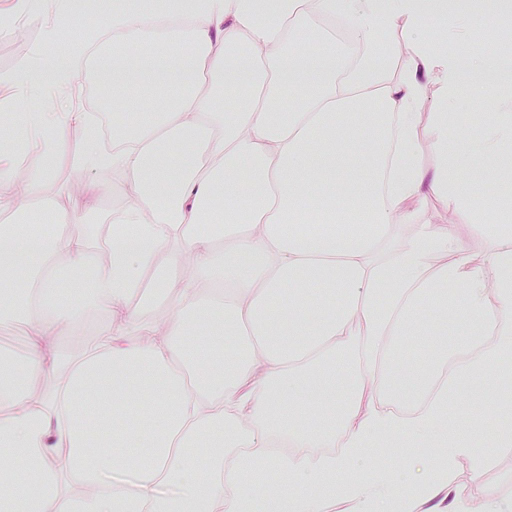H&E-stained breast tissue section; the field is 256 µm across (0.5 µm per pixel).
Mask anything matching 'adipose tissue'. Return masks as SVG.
<instances>
[{
    "label": "adipose tissue",
    "instance_id": "1",
    "mask_svg": "<svg viewBox=\"0 0 512 512\" xmlns=\"http://www.w3.org/2000/svg\"><path fill=\"white\" fill-rule=\"evenodd\" d=\"M19 19L43 21L44 51L21 61L10 98L68 101L78 65L104 40L119 47L112 84L126 83L129 52L163 48L168 103L140 111L104 151L86 139L81 169H108L125 185L110 274L83 305L65 301L77 272L97 269L89 239L25 217L56 157V130L79 112H25L40 164L0 161V209L18 219L0 236V289L24 270L11 307L27 345L0 346V512H512L484 494L487 450L512 445V426L448 412L472 383H511L512 94L483 98L490 121L479 156L448 152L456 100L501 81L512 62L464 55L449 41L453 0H113L92 26L54 51L65 15L44 0H12ZM342 17L361 47L351 57L305 59L331 39L313 19ZM433 30L416 32L422 21ZM383 26L413 35L409 54L379 51ZM309 66L298 80L289 71ZM440 85L441 111L423 128L418 104ZM303 94L279 108L286 88ZM237 90L223 104L220 93ZM437 161L424 166L422 145ZM367 156L369 185L354 175ZM482 167L505 188L477 196L463 169ZM447 199L453 219L424 224L420 207ZM488 246L484 263L473 246ZM192 252V267L182 255ZM436 313L423 325L425 308ZM104 312L86 354L62 366L48 342L87 311ZM463 326L456 348L449 324ZM58 368L55 394L32 401L39 371ZM342 375L345 388L328 385ZM290 454L275 457V441ZM438 449L397 484L355 477L372 442ZM340 445L337 455L324 447ZM204 448V463L190 449ZM67 469H59L58 450ZM470 462L459 484L448 471ZM249 473L240 484L237 474ZM78 485V492L67 489ZM165 485L182 495L161 496Z\"/></svg>",
    "mask_w": 512,
    "mask_h": 512
}]
</instances>
